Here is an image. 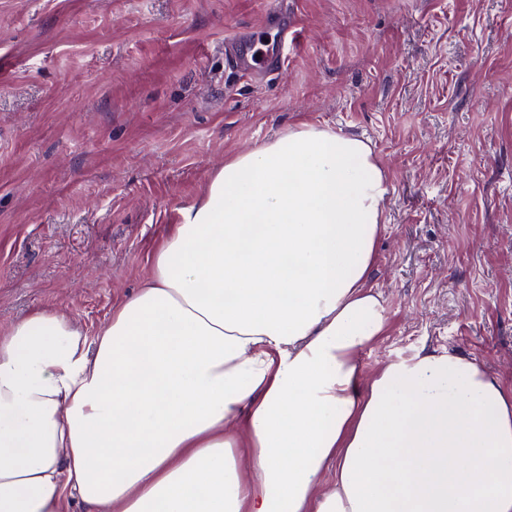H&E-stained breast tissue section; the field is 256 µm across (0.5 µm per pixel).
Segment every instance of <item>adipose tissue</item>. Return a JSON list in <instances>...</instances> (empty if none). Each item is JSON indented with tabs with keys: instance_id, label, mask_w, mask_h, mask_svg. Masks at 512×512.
<instances>
[{
	"instance_id": "ef3b65f1",
	"label": "adipose tissue",
	"mask_w": 512,
	"mask_h": 512,
	"mask_svg": "<svg viewBox=\"0 0 512 512\" xmlns=\"http://www.w3.org/2000/svg\"><path fill=\"white\" fill-rule=\"evenodd\" d=\"M388 191L368 141L300 123L225 158L95 339L0 330V512H512V387L361 361Z\"/></svg>"
}]
</instances>
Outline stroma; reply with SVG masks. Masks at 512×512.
<instances>
[{
  "instance_id": "stroma-1",
  "label": "stroma",
  "mask_w": 512,
  "mask_h": 512,
  "mask_svg": "<svg viewBox=\"0 0 512 512\" xmlns=\"http://www.w3.org/2000/svg\"><path fill=\"white\" fill-rule=\"evenodd\" d=\"M273 75L224 54L270 0H0V328L94 339L226 156L307 122L370 139L391 184L367 371L426 350L512 386V0H281ZM270 14L280 16L282 22L278 25L275 40L270 49L248 48L247 53L241 59V63L248 72L269 74L278 69L284 61V51L289 44H292L298 36L296 24L291 21L288 23V17L283 15L276 7H271ZM257 53H260V59H257Z\"/></svg>"
}]
</instances>
